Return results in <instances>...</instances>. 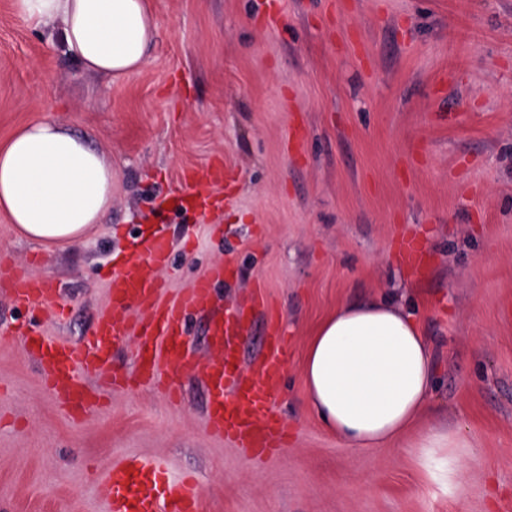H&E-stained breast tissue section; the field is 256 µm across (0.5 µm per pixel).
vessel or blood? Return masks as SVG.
<instances>
[{
  "label": "vessel or blood",
  "mask_w": 512,
  "mask_h": 512,
  "mask_svg": "<svg viewBox=\"0 0 512 512\" xmlns=\"http://www.w3.org/2000/svg\"><path fill=\"white\" fill-rule=\"evenodd\" d=\"M214 184L224 181L222 169L210 167L204 173H187L185 186L176 197L179 205H194L200 212L215 206L213 197L199 193V180ZM170 261L166 235L158 232L143 239L123 268L113 272L109 283L110 305L98 318L93 334L83 347L74 348L44 335H33L27 327L17 334L24 348L36 355L42 380L70 409L82 412L92 408L89 392L82 382L85 374L106 375L112 363L111 343L128 335L130 328L122 312L136 308L149 312L150 319L137 335L140 380L173 385L162 367L176 373L194 369L192 356L184 348L182 336L190 313L209 298L215 284L228 272L223 264L213 265L184 297L161 302L158 272ZM11 299L19 307L51 304L57 290L51 282L38 280L18 271L11 277ZM244 313L236 309L215 318L210 327L213 358L206 366L210 388L207 421L211 432L236 441L253 458L282 451L288 427L272 409L273 394L288 361L280 337L269 339L265 357L253 366L251 377L241 374L237 351L231 338L243 326ZM103 493L107 512H200L202 490L191 479L167 478L160 464L130 457L108 468Z\"/></svg>",
  "instance_id": "1"
}]
</instances>
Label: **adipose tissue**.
Instances as JSON below:
<instances>
[{
	"instance_id": "obj_1",
	"label": "adipose tissue",
	"mask_w": 512,
	"mask_h": 512,
	"mask_svg": "<svg viewBox=\"0 0 512 512\" xmlns=\"http://www.w3.org/2000/svg\"><path fill=\"white\" fill-rule=\"evenodd\" d=\"M16 9L29 26L60 31L69 55L114 81L141 70L156 42L151 0H16ZM116 177L84 138L36 119L0 148V212L30 242L71 245L111 209ZM302 363L309 406L346 447L408 440L423 463L445 462L449 491L464 492L470 442L445 426L413 430L435 382L416 312L387 298L343 303L317 325Z\"/></svg>"
}]
</instances>
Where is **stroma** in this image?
Here are the masks:
<instances>
[{"label": "stroma", "mask_w": 512, "mask_h": 512, "mask_svg": "<svg viewBox=\"0 0 512 512\" xmlns=\"http://www.w3.org/2000/svg\"><path fill=\"white\" fill-rule=\"evenodd\" d=\"M146 67L87 74L58 36L0 0V144L37 117L111 159L112 207L80 245L45 249L0 213V512H106L101 477L137 455L203 488L202 512H512V0H153ZM218 165L223 211L167 210L183 175ZM164 222L163 299L210 267L232 276L190 315L211 357L213 316L248 306L242 370L271 334L288 346L273 410L291 436L248 459L213 436L203 372L175 395L103 392L73 419L13 339L24 322L70 346L92 334L132 239ZM416 239L426 266L397 255ZM51 280L58 318L16 309L12 269ZM415 310L435 349L417 430L458 428L475 455L449 492L403 444L353 450L305 402L301 360L320 320L347 301Z\"/></svg>", "instance_id": "stroma-1"}]
</instances>
